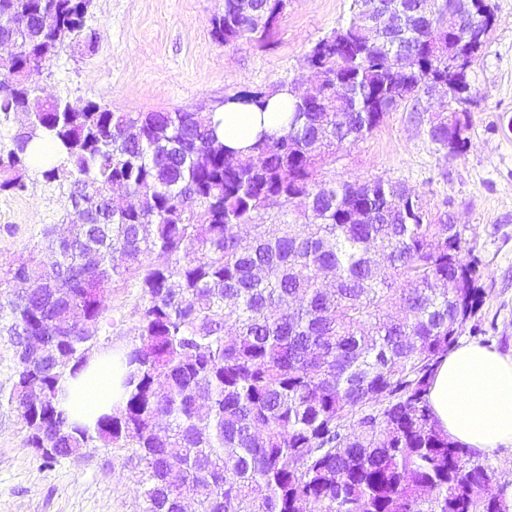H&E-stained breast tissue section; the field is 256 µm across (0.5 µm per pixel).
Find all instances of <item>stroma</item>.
Returning <instances> with one entry per match:
<instances>
[{
  "label": "stroma",
  "instance_id": "35a3bbf8",
  "mask_svg": "<svg viewBox=\"0 0 512 512\" xmlns=\"http://www.w3.org/2000/svg\"><path fill=\"white\" fill-rule=\"evenodd\" d=\"M496 23L469 75L474 104L464 154L429 137L434 100L400 105L365 139L341 151L327 178L402 183L433 214L465 226L484 269L483 304L460 342L512 357V0H492ZM352 0H288L270 43L219 44L213 20L224 0H92L98 32L92 56L60 52L37 81L44 96L80 105L94 100L115 112L219 109L225 98L281 82L312 88L309 48L351 15ZM59 189L36 183L0 193V264L26 257L42 225L66 219ZM137 291L112 283L98 325L103 346L128 344ZM17 413L0 407V512H140L138 473L127 448H88L57 461L25 446Z\"/></svg>",
  "mask_w": 512,
  "mask_h": 512
}]
</instances>
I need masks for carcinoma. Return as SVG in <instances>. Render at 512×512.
<instances>
[{
    "label": "carcinoma",
    "instance_id": "cac0c4a2",
    "mask_svg": "<svg viewBox=\"0 0 512 512\" xmlns=\"http://www.w3.org/2000/svg\"><path fill=\"white\" fill-rule=\"evenodd\" d=\"M288 0H224L213 35L224 46L268 43ZM305 56L351 95L295 98L288 129L253 154L227 151L212 112L77 111L39 96L32 76L86 39L91 0H0L16 19L18 79L0 76V193L42 179L69 190L79 219L46 250L0 270V336L16 375L0 406L26 423L29 448L63 459L83 448H131L141 512H512L497 471L438 424L428 394L437 365L483 303L482 261L466 230L433 223L403 186L325 180L336 154L372 134L432 83L447 97L432 142L460 154L470 113L458 93L495 25L470 0L463 42L437 0H396L404 15L365 28V0ZM288 87L242 91L260 106ZM49 139L41 171L30 145ZM128 201L112 204V190ZM138 290L122 366L123 406L94 427L69 421L61 380L88 365L109 286ZM46 345L38 358L28 340Z\"/></svg>",
    "mask_w": 512,
    "mask_h": 512
}]
</instances>
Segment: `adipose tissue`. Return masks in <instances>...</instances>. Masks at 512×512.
Segmentation results:
<instances>
[{
	"mask_svg": "<svg viewBox=\"0 0 512 512\" xmlns=\"http://www.w3.org/2000/svg\"><path fill=\"white\" fill-rule=\"evenodd\" d=\"M292 100V94L281 92L263 109L227 101L216 113L225 148L244 151L261 133L282 132ZM114 373L111 354L96 353L77 377L62 380L61 405L68 415L90 425L118 406L121 396L113 388ZM428 398L443 429L465 446L488 452L512 443V358L479 344H461L440 363Z\"/></svg>",
	"mask_w": 512,
	"mask_h": 512,
	"instance_id": "obj_1",
	"label": "adipose tissue"
}]
</instances>
